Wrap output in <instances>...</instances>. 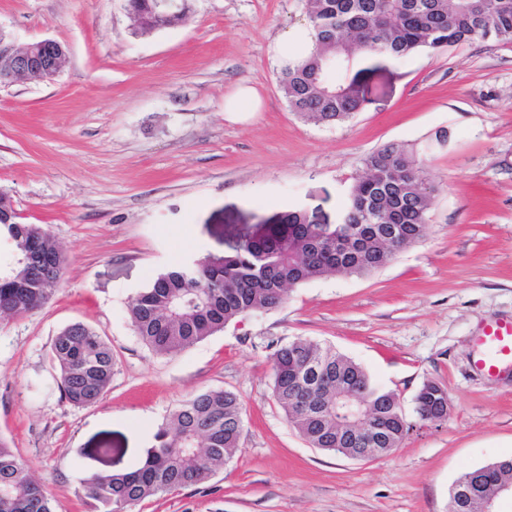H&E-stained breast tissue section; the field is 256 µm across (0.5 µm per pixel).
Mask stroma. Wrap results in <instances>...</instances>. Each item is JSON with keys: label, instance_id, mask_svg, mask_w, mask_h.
<instances>
[{"label": "stroma", "instance_id": "stroma-1", "mask_svg": "<svg viewBox=\"0 0 512 512\" xmlns=\"http://www.w3.org/2000/svg\"><path fill=\"white\" fill-rule=\"evenodd\" d=\"M307 23V0H191L179 26L138 35L125 0H0L17 44L67 50L54 83L0 86V189L67 257L51 299L0 324V436L55 512H90L85 475L130 469L209 389L244 403L238 451L206 484L132 512H448L462 472L512 455V376L473 365L480 328L512 318V44L355 51L337 78L356 82L361 111L314 124L289 110L269 52ZM243 83L261 111L225 112ZM389 144L437 188L423 239L370 275L297 285L177 355L141 342L129 305L152 275L290 209L336 223L365 158ZM75 322L114 358L110 390L84 407L59 390L51 352ZM294 340L335 348L397 395L412 425L398 448L358 461L309 445L273 395L272 354ZM429 382L448 392L444 421L415 412Z\"/></svg>", "mask_w": 512, "mask_h": 512}]
</instances>
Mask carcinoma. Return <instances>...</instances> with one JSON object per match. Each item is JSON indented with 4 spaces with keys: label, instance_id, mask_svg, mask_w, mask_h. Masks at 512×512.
<instances>
[{
    "label": "carcinoma",
    "instance_id": "1",
    "mask_svg": "<svg viewBox=\"0 0 512 512\" xmlns=\"http://www.w3.org/2000/svg\"><path fill=\"white\" fill-rule=\"evenodd\" d=\"M155 0H128L136 31L150 34L175 25L179 15L154 11ZM312 50L288 61L281 91L290 111L315 123L350 118L362 108L354 84L327 70L333 57L350 64L355 50L400 58L493 38L512 43V0H307ZM436 188L401 146H385L364 160L343 206L348 224H398L420 228L430 221ZM316 215L300 209L280 214L279 223L241 241L231 253L209 255L193 265L158 273L131 301L129 315L140 340L155 354L174 355L257 310H272L287 291L325 275L363 276L389 264L404 243H384L373 234L361 253L336 251V229L320 236ZM0 237L12 242L14 259L0 268V322L28 314L54 294L64 257L37 224L0 222ZM52 357L59 388L74 406L95 403L112 383L109 344L92 328L73 323L55 336ZM273 394L295 429L314 448L345 454L336 443V369L351 372L348 384L372 395L382 415L389 447L410 430L397 396L376 386L364 368L330 347L292 341L272 355ZM423 421L448 416V393L425 384L415 398ZM243 404L222 389L202 391L184 401L154 434L146 456L118 473H94L82 480L96 512H127L131 506L172 490L207 483L239 447ZM489 488L512 482V457L485 465ZM0 512H54L51 498L30 468L0 437Z\"/></svg>",
    "mask_w": 512,
    "mask_h": 512
}]
</instances>
